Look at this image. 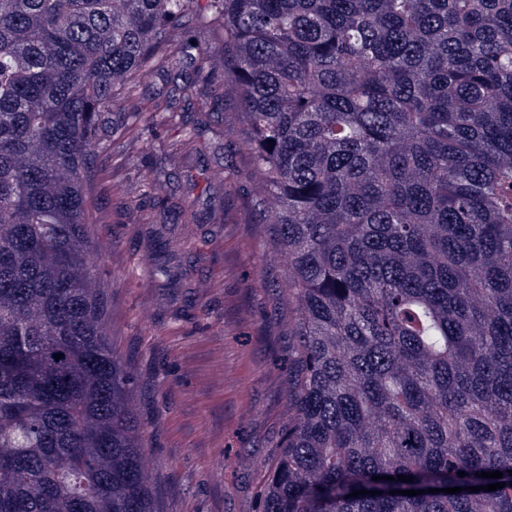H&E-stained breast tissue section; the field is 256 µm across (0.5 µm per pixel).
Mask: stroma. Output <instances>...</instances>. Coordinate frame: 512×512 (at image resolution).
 Segmentation results:
<instances>
[{
	"label": "stroma",
	"mask_w": 512,
	"mask_h": 512,
	"mask_svg": "<svg viewBox=\"0 0 512 512\" xmlns=\"http://www.w3.org/2000/svg\"><path fill=\"white\" fill-rule=\"evenodd\" d=\"M193 142L162 117L105 144L89 225L113 350L136 379L147 477L158 512H260L273 443L294 419L288 376L298 318L287 261L268 252L250 190L258 179L240 148L247 136L216 76ZM233 186L225 188L224 173ZM160 173L159 207L141 179ZM190 208L198 224H179ZM179 243L183 274L154 277V237Z\"/></svg>",
	"instance_id": "stroma-1"
}]
</instances>
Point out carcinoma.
Segmentation results:
<instances>
[{"label": "carcinoma", "instance_id": "obj_1", "mask_svg": "<svg viewBox=\"0 0 512 512\" xmlns=\"http://www.w3.org/2000/svg\"><path fill=\"white\" fill-rule=\"evenodd\" d=\"M218 71L299 311L261 512H512V0H0V512H157L87 225Z\"/></svg>", "mask_w": 512, "mask_h": 512}]
</instances>
